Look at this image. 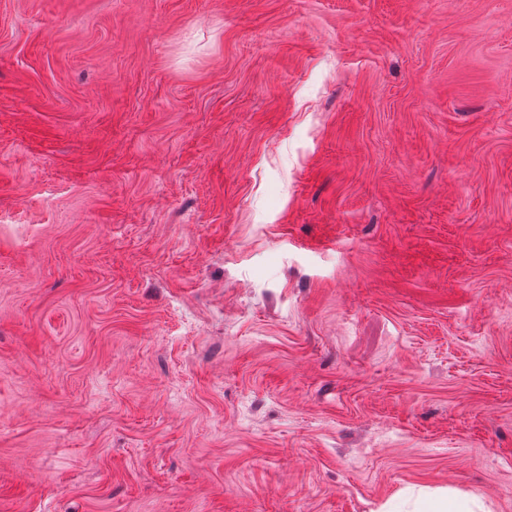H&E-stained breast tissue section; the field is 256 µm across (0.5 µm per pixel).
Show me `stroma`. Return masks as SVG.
Listing matches in <instances>:
<instances>
[{
    "label": "stroma",
    "mask_w": 512,
    "mask_h": 512,
    "mask_svg": "<svg viewBox=\"0 0 512 512\" xmlns=\"http://www.w3.org/2000/svg\"><path fill=\"white\" fill-rule=\"evenodd\" d=\"M512 512V0H0V512ZM475 507L480 509L475 498L462 499L448 493V499L430 501L425 508V512H475Z\"/></svg>",
    "instance_id": "stroma-1"
}]
</instances>
